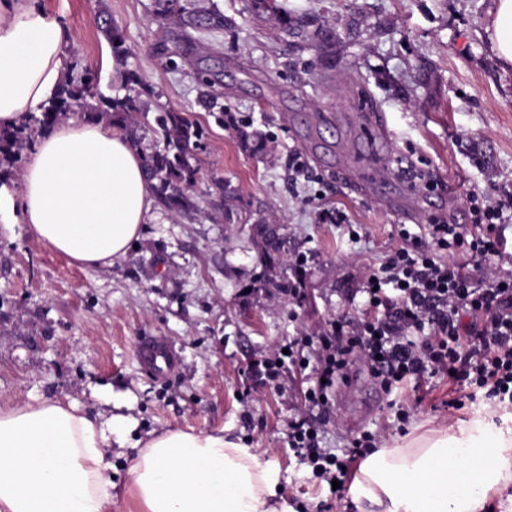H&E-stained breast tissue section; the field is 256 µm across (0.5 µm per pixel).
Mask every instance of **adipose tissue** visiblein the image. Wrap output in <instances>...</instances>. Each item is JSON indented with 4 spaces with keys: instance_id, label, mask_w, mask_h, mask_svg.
<instances>
[{
    "instance_id": "adipose-tissue-1",
    "label": "adipose tissue",
    "mask_w": 512,
    "mask_h": 512,
    "mask_svg": "<svg viewBox=\"0 0 512 512\" xmlns=\"http://www.w3.org/2000/svg\"><path fill=\"white\" fill-rule=\"evenodd\" d=\"M485 32L512 67V0H497ZM67 40L33 0H0V126L53 96L69 69ZM154 204L126 135L70 119L37 136L18 196L0 190V223L28 225L76 265L109 266ZM116 446L137 449L129 472L144 512H294L278 470L242 439L170 429L133 441L124 417L42 398L0 402V512H109ZM502 492L512 512V427L478 418L372 452L348 486L358 512H484Z\"/></svg>"
}]
</instances>
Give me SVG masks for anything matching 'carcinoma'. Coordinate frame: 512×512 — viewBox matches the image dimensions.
<instances>
[{
	"label": "carcinoma",
	"mask_w": 512,
	"mask_h": 512,
	"mask_svg": "<svg viewBox=\"0 0 512 512\" xmlns=\"http://www.w3.org/2000/svg\"><path fill=\"white\" fill-rule=\"evenodd\" d=\"M261 14L275 19L281 32L291 38L289 46L296 52L314 40L328 41L332 30L305 16L288 15L281 0H251ZM156 25L159 46H166L170 35L191 47L200 36L224 32L228 21L215 10L210 0H153L150 18ZM97 27L108 43L112 57L113 88L107 95L100 90L95 71L81 59L71 57L72 74L62 82L54 96L24 123L0 128V185L16 178L21 171L22 152L32 141L34 132L54 126L69 113L81 111L86 119L104 120L124 132L142 154L144 174L151 184L156 202L173 215L197 209L193 191L199 180L194 155L202 146L204 130L185 114L162 102L163 93L149 83L131 62L132 50L122 28L112 15L101 9ZM215 80L205 76L199 103L224 119L220 95L212 90ZM243 149L253 154L264 152L266 137L259 131L238 126ZM265 242L274 254L288 253L285 239L276 226L260 222Z\"/></svg>",
	"instance_id": "carcinoma-1"
}]
</instances>
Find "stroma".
<instances>
[{
  "label": "stroma",
  "mask_w": 512,
  "mask_h": 512,
  "mask_svg": "<svg viewBox=\"0 0 512 512\" xmlns=\"http://www.w3.org/2000/svg\"><path fill=\"white\" fill-rule=\"evenodd\" d=\"M494 2L286 0L289 15L315 16L334 31L324 64L315 50H288L276 23L248 0H221L232 25L212 39V54L158 49L152 0H35L65 26L70 51L98 71L105 93L110 49L95 16L106 6L143 76L205 136L196 153L197 211L157 210L136 248L110 266H76L27 225L0 224V401L35 396L106 416L117 411L134 421L136 439L165 429L223 430L279 470L296 512H321L326 482L288 447V418L305 409L306 375L285 366L245 404L243 372L319 322L363 316L362 299L348 301L345 291L385 263L401 243L400 227L448 216L463 224L468 189L512 190V68L490 53L485 34ZM209 66L221 70L215 88L225 113L266 133L264 154L244 151L236 131L200 106L198 74ZM362 112L386 125L389 160L383 183L348 188L336 171L365 147ZM292 152L306 176L291 175ZM404 166L441 175L446 185L431 191L398 181ZM215 174L226 188L223 222L209 216ZM321 193L338 202L345 223H322ZM261 218L275 222L289 253L312 256L303 307L274 287L292 270L267 255L256 232ZM142 336L161 337L172 350L166 377L141 366ZM94 386L111 392V403L91 398ZM450 396L443 374L426 380L418 402L357 371L322 424L325 446L339 454L372 432L383 448L417 426L473 418L471 406L447 408Z\"/></svg>",
  "instance_id": "stroma-1"
}]
</instances>
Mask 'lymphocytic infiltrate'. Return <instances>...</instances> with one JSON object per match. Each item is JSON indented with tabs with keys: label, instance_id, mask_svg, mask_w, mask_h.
<instances>
[{
	"label": "lymphocytic infiltrate",
	"instance_id": "f902f5d3",
	"mask_svg": "<svg viewBox=\"0 0 512 512\" xmlns=\"http://www.w3.org/2000/svg\"><path fill=\"white\" fill-rule=\"evenodd\" d=\"M468 200L475 231L431 223L422 238L401 229L400 247L361 282L368 316L329 320L289 340L286 350L255 362V377L275 383L284 361L309 371L305 401L325 415L357 363L387 388L417 387L425 376L442 372L453 385L477 386L512 407V274L497 267L507 257L512 194L495 199L472 191ZM475 268L481 277L472 276ZM375 440L363 433L341 457L322 448L316 420L298 416L288 422L290 450L329 482L344 481Z\"/></svg>",
	"mask_w": 512,
	"mask_h": 512
}]
</instances>
